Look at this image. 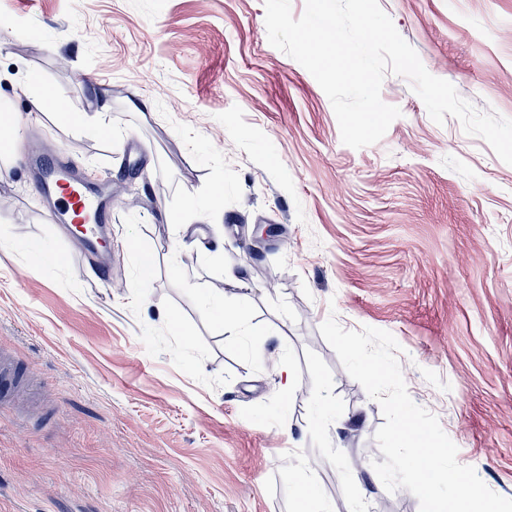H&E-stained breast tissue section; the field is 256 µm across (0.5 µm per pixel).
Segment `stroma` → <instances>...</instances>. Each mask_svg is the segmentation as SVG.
Returning a JSON list of instances; mask_svg holds the SVG:
<instances>
[{"label": "stroma", "instance_id": "obj_1", "mask_svg": "<svg viewBox=\"0 0 512 512\" xmlns=\"http://www.w3.org/2000/svg\"><path fill=\"white\" fill-rule=\"evenodd\" d=\"M378 2L512 119V0ZM37 71L74 123L34 110ZM381 97L400 117L344 145L263 0H0V101L29 117L0 175V350L41 386L0 400V512H297L306 483L324 512H420L373 468L384 418L331 316L393 335L412 400L512 499V165L404 77ZM47 136L110 186L109 283L46 219L25 158ZM258 224L280 231L239 263Z\"/></svg>", "mask_w": 512, "mask_h": 512}]
</instances>
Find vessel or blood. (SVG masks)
<instances>
[{
    "instance_id": "b4317fda",
    "label": "vessel or blood",
    "mask_w": 512,
    "mask_h": 512,
    "mask_svg": "<svg viewBox=\"0 0 512 512\" xmlns=\"http://www.w3.org/2000/svg\"><path fill=\"white\" fill-rule=\"evenodd\" d=\"M28 162L42 173L38 186L48 199L50 219L94 255L93 269L97 278L109 281L112 219L106 214L104 194L90 191L52 154L33 155Z\"/></svg>"
}]
</instances>
